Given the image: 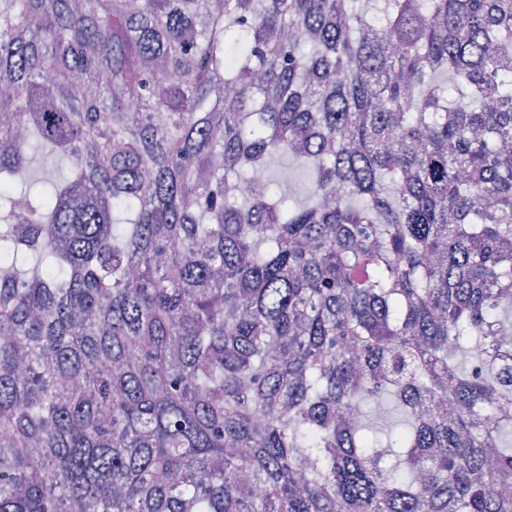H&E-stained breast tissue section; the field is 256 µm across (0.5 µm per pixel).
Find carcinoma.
<instances>
[{"instance_id":"carcinoma-1","label":"carcinoma","mask_w":512,"mask_h":512,"mask_svg":"<svg viewBox=\"0 0 512 512\" xmlns=\"http://www.w3.org/2000/svg\"><path fill=\"white\" fill-rule=\"evenodd\" d=\"M369 3L0 0V512H512V0ZM275 176L283 183L288 194L303 198L309 187L306 173L287 158L281 157L272 164Z\"/></svg>"}]
</instances>
